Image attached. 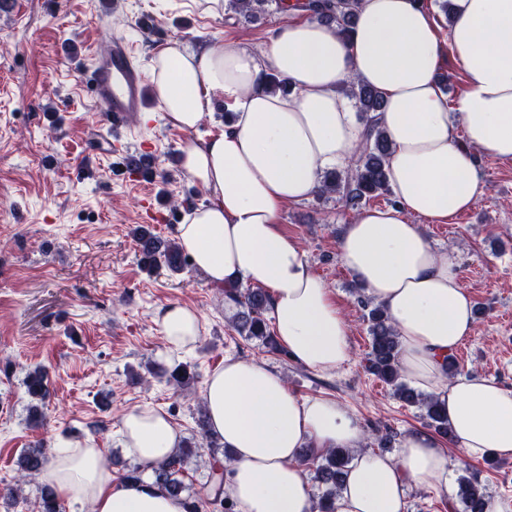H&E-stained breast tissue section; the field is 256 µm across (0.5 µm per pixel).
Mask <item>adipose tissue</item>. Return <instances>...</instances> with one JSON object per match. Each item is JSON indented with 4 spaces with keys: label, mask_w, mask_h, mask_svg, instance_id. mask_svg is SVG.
I'll use <instances>...</instances> for the list:
<instances>
[{
    "label": "adipose tissue",
    "mask_w": 512,
    "mask_h": 512,
    "mask_svg": "<svg viewBox=\"0 0 512 512\" xmlns=\"http://www.w3.org/2000/svg\"><path fill=\"white\" fill-rule=\"evenodd\" d=\"M448 38L422 0H358L357 23L340 35L291 18L267 51L221 39L155 50L150 81L172 127L197 130L214 100L234 118L223 131L181 149L182 173L207 194L188 206L174 237L206 282L265 289L274 334L292 360L321 374L351 358L349 327L298 241L279 229L290 204L310 199L326 169L346 166L363 127L339 86L356 79L381 91L380 126L391 148L388 183L396 205L363 209L338 241L343 265L382 304L398 334L400 372L434 396L464 457L512 459V390L475 375L449 376L448 357L472 332L473 302L452 253L437 251L417 218L445 221L478 201V154L512 159V0H453ZM465 86L448 100L437 73L443 48ZM291 88H270L271 76ZM167 351L191 348L201 318L160 308ZM210 430L232 452L224 487L238 512H315L299 457L303 448L354 450L335 512H406L407 491L448 482V456L433 434L406 436L396 456L361 450L363 431L336 400L301 399L265 363L225 358L202 387ZM125 453L165 460L181 436L159 409L121 422ZM69 506L92 512H185L182 499L151 481L125 482L92 441L70 443L40 475Z\"/></svg>",
    "instance_id": "adipose-tissue-1"
}]
</instances>
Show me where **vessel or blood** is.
<instances>
[{
    "label": "vessel or blood",
    "instance_id": "vessel-or-blood-1",
    "mask_svg": "<svg viewBox=\"0 0 512 512\" xmlns=\"http://www.w3.org/2000/svg\"><path fill=\"white\" fill-rule=\"evenodd\" d=\"M88 93L108 132L101 150L112 151V130L121 128L127 119L148 108V88L144 74L133 62L131 46L121 38H113L107 48L94 56L86 68Z\"/></svg>",
    "mask_w": 512,
    "mask_h": 512
}]
</instances>
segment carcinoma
Listing matches in <instances>:
<instances>
[{"label":"carcinoma","instance_id":"carcinoma-1","mask_svg":"<svg viewBox=\"0 0 512 512\" xmlns=\"http://www.w3.org/2000/svg\"><path fill=\"white\" fill-rule=\"evenodd\" d=\"M266 2L268 0H231L230 6L239 13L255 16L263 11ZM296 7L324 24L335 26L343 35L351 31L356 20V0H303L296 4ZM344 86L346 94L354 100L359 119L364 125V142L354 166L344 173L335 169L324 172L320 194L328 197L336 194L339 200L354 206L388 191L386 163L390 146L378 124L377 113L383 108V97L380 92L368 84L355 80L345 82ZM134 238L140 262L148 270L164 267L172 273H180L189 265L188 256L174 241L155 234L147 226L136 228ZM224 297L234 301L238 307L231 324L239 335L258 340L272 349L279 348L266 318L269 297L263 289H241L232 283L225 286ZM368 320L371 336L367 358L368 371L394 386V394L400 401L424 409L428 425L438 434L448 435V417L438 402L400 381V343L384 308L378 305L370 309ZM196 379L197 376L188 371L187 366L179 364L169 373L167 382L177 388H183L195 383ZM24 387L31 401V421L37 424L41 419L40 404L49 395L46 372L38 369L29 373ZM198 426L201 438L205 439L211 451L210 479L216 480L217 471L223 468L221 456L227 455V451L220 449L217 440L208 434L206 409L203 407L199 410ZM199 448L201 445L194 441H183L182 446L177 448L173 455L153 467L155 483L173 495L185 493L188 487L183 481V475L191 457L199 453ZM350 460L349 452L342 448L329 450L317 457L314 480L321 488L319 512H333V501L342 485ZM48 462L49 456L43 449L23 452L17 462L19 479L27 480L38 476ZM460 498L464 512H487L491 502V496L486 488L475 479L462 480ZM209 501L219 512H233L234 503L224 497L221 484L211 491ZM38 508L39 512H61V505L53 487L47 484L41 486Z\"/></svg>","mask_w":512,"mask_h":512}]
</instances>
